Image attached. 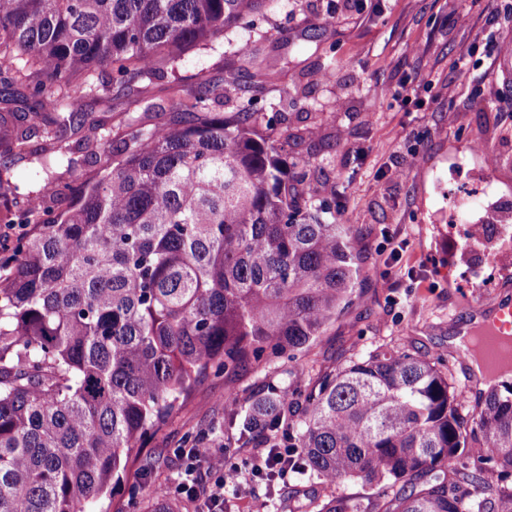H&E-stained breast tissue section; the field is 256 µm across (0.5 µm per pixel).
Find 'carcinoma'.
I'll return each mask as SVG.
<instances>
[{
	"label": "carcinoma",
	"mask_w": 512,
	"mask_h": 512,
	"mask_svg": "<svg viewBox=\"0 0 512 512\" xmlns=\"http://www.w3.org/2000/svg\"><path fill=\"white\" fill-rule=\"evenodd\" d=\"M262 0H0V154L45 127L40 195L73 161L56 143L88 101L132 104ZM112 69L72 87V76ZM202 81L171 119L110 155L72 207L44 220L0 170V222L38 228L0 274V512H83L209 371L308 350L359 283L354 232L323 218L318 164L227 119ZM464 412L448 373L409 352L358 355L318 386L273 388L248 409L224 394L241 447L288 449L281 467L376 496L304 512H512V384Z\"/></svg>",
	"instance_id": "cac0c4a2"
}]
</instances>
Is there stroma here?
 <instances>
[{
    "label": "stroma",
    "instance_id": "obj_1",
    "mask_svg": "<svg viewBox=\"0 0 512 512\" xmlns=\"http://www.w3.org/2000/svg\"><path fill=\"white\" fill-rule=\"evenodd\" d=\"M493 14L499 30L491 40L485 27ZM500 43L512 45V0H354L342 9L336 0H266L208 45L185 47L176 76L148 81L151 110L123 99L93 107L116 151L167 122L175 89L191 92L204 79L219 86L214 111L230 116L252 105L281 137L313 127L311 148L336 186V221L352 225L362 262L352 304L304 358L284 352L229 375H203L111 496L84 512H204L203 501L173 496L185 469L179 451L198 442L223 448L249 474L243 487L226 490L224 512H251L257 497L270 512H289L296 483L319 500L335 491L371 496L360 482L332 488L290 475L271 487L252 474V449L226 445L229 387L246 406L270 386L312 387L356 354L407 349L448 366L454 391L475 406L479 384L471 366L451 356L449 341L473 316L512 298V252L502 253L498 225L474 237L449 223L448 160L464 163L460 186L491 179L512 192V112L498 107L512 97V56L497 53ZM244 44L278 72L263 91L254 89L251 58L238 52ZM325 71L331 82H319ZM299 85L308 95L296 93ZM381 85L387 95H377Z\"/></svg>",
    "mask_w": 512,
    "mask_h": 512
}]
</instances>
